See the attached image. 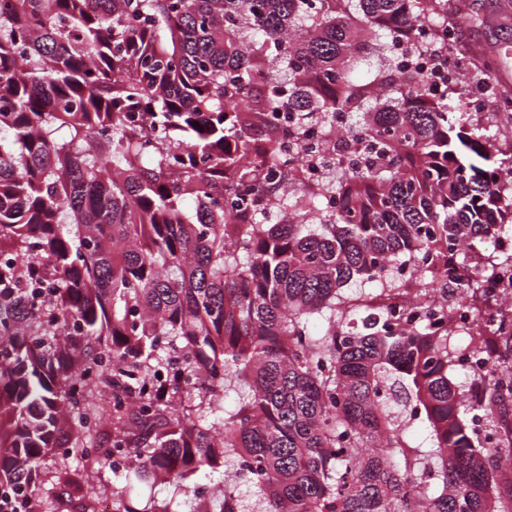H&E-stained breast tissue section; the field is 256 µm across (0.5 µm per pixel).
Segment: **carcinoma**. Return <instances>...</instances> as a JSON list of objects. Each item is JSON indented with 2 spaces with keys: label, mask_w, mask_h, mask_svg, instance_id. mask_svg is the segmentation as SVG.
I'll return each mask as SVG.
<instances>
[{
  "label": "carcinoma",
  "mask_w": 512,
  "mask_h": 512,
  "mask_svg": "<svg viewBox=\"0 0 512 512\" xmlns=\"http://www.w3.org/2000/svg\"><path fill=\"white\" fill-rule=\"evenodd\" d=\"M456 26L448 0H0V496L94 512L124 449L151 492L112 512H512V302L466 333L473 397L443 303L512 288V253L476 260L512 236V99L478 124L374 65ZM315 117L359 163L307 190L284 141ZM172 353L189 380L144 395Z\"/></svg>",
  "instance_id": "cac0c4a2"
}]
</instances>
